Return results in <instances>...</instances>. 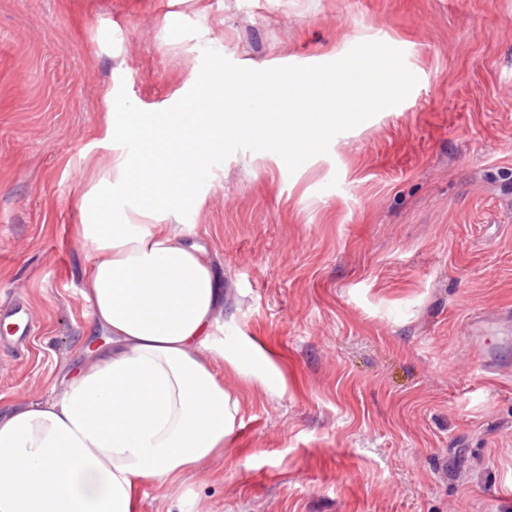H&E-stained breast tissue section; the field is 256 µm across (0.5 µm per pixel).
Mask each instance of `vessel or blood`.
<instances>
[{
	"label": "vessel or blood",
	"instance_id": "vessel-or-blood-1",
	"mask_svg": "<svg viewBox=\"0 0 512 512\" xmlns=\"http://www.w3.org/2000/svg\"><path fill=\"white\" fill-rule=\"evenodd\" d=\"M0 323L14 326L18 335L10 344L15 351H22L24 334L34 324L32 310L23 295H12L0 303ZM470 341L487 370L495 373L512 370V313L506 311L488 319H477L471 328Z\"/></svg>",
	"mask_w": 512,
	"mask_h": 512
}]
</instances>
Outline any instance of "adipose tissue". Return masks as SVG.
I'll use <instances>...</instances> for the list:
<instances>
[{"label": "adipose tissue", "instance_id": "ef3b65f1", "mask_svg": "<svg viewBox=\"0 0 512 512\" xmlns=\"http://www.w3.org/2000/svg\"><path fill=\"white\" fill-rule=\"evenodd\" d=\"M377 58L366 46L332 72L277 75L259 114L220 71L206 94L170 112L133 111L105 90L112 163L85 165L77 234L88 251L84 295L108 344L59 396L0 415V512H137L139 485H165L223 448L241 403L217 366L246 367L263 383L272 368L259 346L226 341L222 282L169 217L225 140L297 165L349 120L389 107L399 65ZM326 100L337 103L329 117L317 109Z\"/></svg>", "mask_w": 512, "mask_h": 512}]
</instances>
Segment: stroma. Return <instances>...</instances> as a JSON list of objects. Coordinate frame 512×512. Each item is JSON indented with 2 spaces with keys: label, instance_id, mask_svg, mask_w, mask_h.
Here are the masks:
<instances>
[{
  "label": "stroma",
  "instance_id": "1",
  "mask_svg": "<svg viewBox=\"0 0 512 512\" xmlns=\"http://www.w3.org/2000/svg\"><path fill=\"white\" fill-rule=\"evenodd\" d=\"M398 59L391 107L306 163L226 141L177 212L224 282L221 321L269 358L211 457L137 512H512V375L465 340L512 308V0H0V299L37 327L0 347V411L56 394L95 343L75 236L111 87L165 109L192 77ZM6 322L14 326L15 331L3 337H14L22 330L20 336L7 341L16 352L22 351L25 348V335L34 324L32 310L23 295L14 294L8 301L0 303V323L4 325Z\"/></svg>",
  "mask_w": 512,
  "mask_h": 512
}]
</instances>
